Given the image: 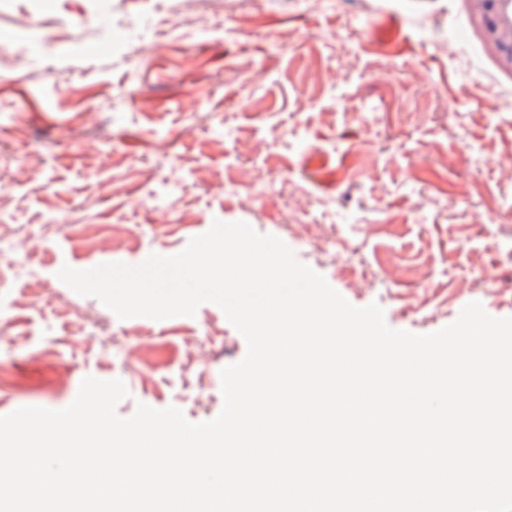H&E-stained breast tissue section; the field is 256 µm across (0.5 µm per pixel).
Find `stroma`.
<instances>
[{
    "instance_id": "35a3bbf8",
    "label": "stroma",
    "mask_w": 512,
    "mask_h": 512,
    "mask_svg": "<svg viewBox=\"0 0 512 512\" xmlns=\"http://www.w3.org/2000/svg\"><path fill=\"white\" fill-rule=\"evenodd\" d=\"M511 159L512 72L466 0H0V415L92 376L120 416L215 418L247 349L219 306L121 320L57 273L217 220L396 330L512 317Z\"/></svg>"
}]
</instances>
